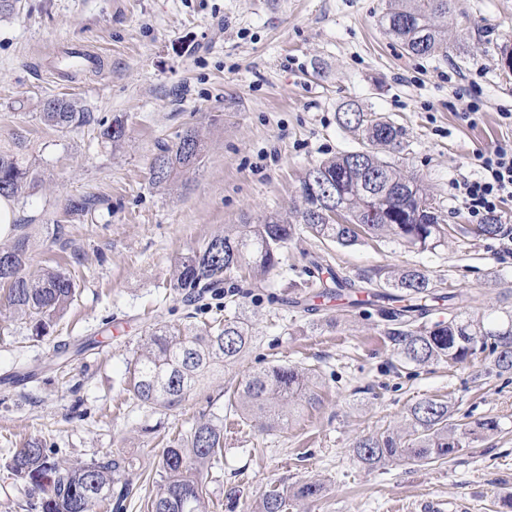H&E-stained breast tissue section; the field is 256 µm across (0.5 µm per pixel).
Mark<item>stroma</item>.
Instances as JSON below:
<instances>
[{
	"mask_svg": "<svg viewBox=\"0 0 512 512\" xmlns=\"http://www.w3.org/2000/svg\"><path fill=\"white\" fill-rule=\"evenodd\" d=\"M386 0H17L0 18V150L21 148L38 186L16 202L28 225L32 269L71 275L77 295L49 333L0 317V512H40V498L4 463L31 439L70 460L122 450L137 492L125 512H147L159 456L172 431L201 415L224 414V459L209 472L210 512H250L272 489L311 480L320 498L289 512H512V374L481 354L451 367L401 360L386 322L369 307L325 299L304 313L288 283L304 284L316 253L337 269L379 284L418 268L458 297L462 313L504 306L512 289V242L472 233L455 188L477 158L512 133V0H455L447 57L407 54L380 23ZM95 50L97 69L61 75L54 62L72 43ZM74 101L89 124L62 133L40 119L50 98ZM477 104L476 124L462 121ZM389 117L405 131L393 159L434 197L454 232L421 251L389 239L343 247L299 234L280 267L243 285L236 302L254 341L219 379L202 382L172 410L140 404L126 390L141 339L158 325H185L167 288L178 260L228 224L287 212L315 163L358 149L337 116L348 105ZM119 116L126 137L102 142L99 126ZM198 129V162L167 185L150 179L160 144ZM96 199L89 210L79 202ZM95 337V347L59 358L61 342ZM317 368L320 402L288 425L241 423L221 387L274 364ZM448 401L461 423L494 418L496 434L458 456L370 468L358 438L404 434L408 408Z\"/></svg>",
	"mask_w": 512,
	"mask_h": 512,
	"instance_id": "obj_1",
	"label": "stroma"
}]
</instances>
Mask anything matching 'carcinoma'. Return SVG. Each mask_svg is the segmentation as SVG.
I'll use <instances>...</instances> for the list:
<instances>
[{"instance_id": "obj_1", "label": "carcinoma", "mask_w": 512, "mask_h": 512, "mask_svg": "<svg viewBox=\"0 0 512 512\" xmlns=\"http://www.w3.org/2000/svg\"><path fill=\"white\" fill-rule=\"evenodd\" d=\"M452 0H388L380 23L413 56H448V40L441 25L451 13ZM40 117L45 125L60 131L83 126L89 115L65 98H53L43 105ZM385 116L348 108L338 113L339 124L361 141L363 148L324 159L308 169L301 181V204L296 220L275 212L259 224H232L205 245L181 257L174 267L169 287L193 304L200 289L220 292L227 274L246 268L257 284L268 279L281 264L282 249L297 233V225L320 241L349 246L362 235L396 239L408 246L428 250L444 242L445 225L435 206L418 224H400L398 217L416 210L415 200L397 193L411 178L385 159V154L402 150L405 132L390 124L378 129ZM100 138L118 145L125 137L122 118L100 124ZM201 140L194 129L177 143L162 146L151 166L155 185L168 183L192 167L201 153ZM334 181L343 191V222L327 218L311 222L315 210H322L320 197L309 191L312 173ZM37 187L32 165L15 153L0 151V197L17 200L31 195ZM377 198L381 210L369 223L363 213L366 199ZM27 225H12V234L0 243V311L17 320L32 323L35 335L45 336L53 321L65 314L74 301V279L63 271L45 266L30 270V236ZM326 271L321 288L350 305L376 308L391 327L386 335L405 361L417 365L444 362L458 365L479 353L493 356L496 369L512 373V308L500 314H454L446 321L428 324L433 302H453L455 295L436 293L431 278L418 269L393 271L387 289L370 291L341 276L330 264H317ZM360 292L366 299L357 298ZM253 336L246 317L235 314L214 319L199 328L182 330L165 325L153 328L139 353L130 363L129 388L144 405L171 410L179 406L194 388L214 376L224 363L242 357ZM319 374L314 368L273 364L240 382L232 400L239 417L258 421L272 430L288 423L299 406L317 401ZM407 432L400 438L390 432L364 437L356 442L357 457L374 468L394 461L427 463L445 459L468 447L480 436L498 430L499 422L486 419L472 428L452 422L448 402L425 398L412 405L406 415ZM224 455V415L211 413L196 421L185 433L170 438L158 461L160 484L148 501V512H209L204 474L219 464ZM129 461L119 452L90 462L59 460L37 439L17 449L5 464L6 470L40 494L41 512H94L95 506L112 498L129 495V482L121 481ZM321 484L305 481L291 491L272 490L256 503L252 512H288L290 503L319 496Z\"/></svg>"}]
</instances>
